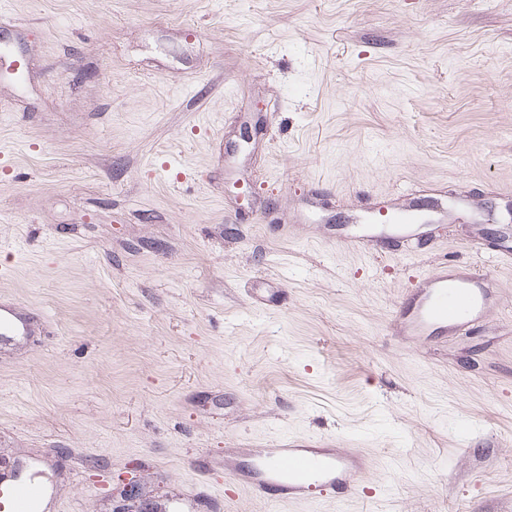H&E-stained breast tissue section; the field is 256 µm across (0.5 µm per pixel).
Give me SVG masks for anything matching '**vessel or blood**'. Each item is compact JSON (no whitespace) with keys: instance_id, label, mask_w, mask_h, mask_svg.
Masks as SVG:
<instances>
[{"instance_id":"vessel-or-blood-1","label":"vessel or blood","mask_w":512,"mask_h":512,"mask_svg":"<svg viewBox=\"0 0 512 512\" xmlns=\"http://www.w3.org/2000/svg\"><path fill=\"white\" fill-rule=\"evenodd\" d=\"M493 286V278L481 268L445 263L423 273L396 316L416 335L460 330L486 309ZM366 461L360 450L339 452L317 440L292 439L264 449L260 466L250 473H242L229 459L224 473L257 499L309 503L329 493L361 491ZM47 496L40 482L0 471V512H35Z\"/></svg>"}]
</instances>
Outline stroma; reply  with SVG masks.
<instances>
[{"label":"stroma","instance_id":"35a3bbf8","mask_svg":"<svg viewBox=\"0 0 512 512\" xmlns=\"http://www.w3.org/2000/svg\"><path fill=\"white\" fill-rule=\"evenodd\" d=\"M475 239L512 251V0H0V301L41 316L0 466L75 512L129 474L164 512H512V266ZM447 261L494 276L479 323L393 335ZM288 438L362 449L366 495L225 476Z\"/></svg>","mask_w":512,"mask_h":512}]
</instances>
